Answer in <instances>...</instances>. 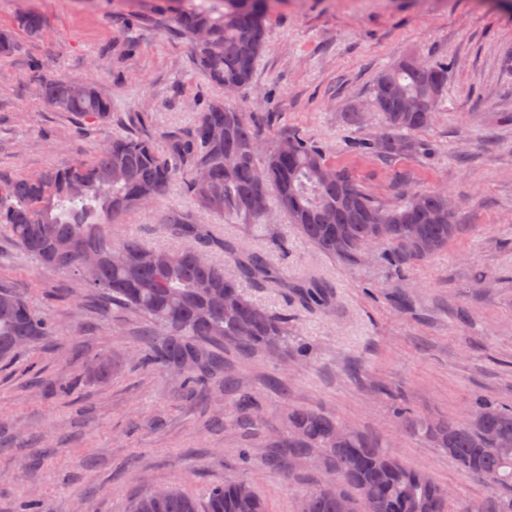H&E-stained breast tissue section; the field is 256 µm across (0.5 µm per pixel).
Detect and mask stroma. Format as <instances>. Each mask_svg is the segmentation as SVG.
<instances>
[{
	"label": "stroma",
	"instance_id": "stroma-1",
	"mask_svg": "<svg viewBox=\"0 0 512 512\" xmlns=\"http://www.w3.org/2000/svg\"><path fill=\"white\" fill-rule=\"evenodd\" d=\"M165 0H0V30L16 53L0 57V176L35 174L88 158L113 135L163 142L187 133L224 96L197 68ZM42 38L18 26L27 11ZM250 88L233 97L260 129L321 143L382 204L404 188L442 187L461 232L447 249L403 265L382 251L350 261L317 254L288 223L270 261L332 287L310 309L246 284L288 319L282 356L224 349V377L204 396L143 365L146 323L107 303L77 276L42 269L0 229V282L26 294L56 334L0 361V512L21 499L41 512H132L154 486L198 501L249 481L267 512H296L332 473L310 454L279 455L292 406L317 409L409 466L427 470L453 504L483 502L486 482L447 453L403 435L397 409L461 417L478 398L512 407V0H277ZM413 58L448 67V85L415 152L387 159L361 149L380 129L376 74ZM94 83L110 119L88 124L47 106L43 76ZM109 236L167 245L154 209L128 214ZM306 357H299V349ZM106 354L111 382L87 365ZM242 389L263 415L243 431L225 413Z\"/></svg>",
	"mask_w": 512,
	"mask_h": 512
}]
</instances>
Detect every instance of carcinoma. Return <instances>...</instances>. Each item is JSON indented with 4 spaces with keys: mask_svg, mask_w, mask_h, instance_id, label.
<instances>
[{
    "mask_svg": "<svg viewBox=\"0 0 512 512\" xmlns=\"http://www.w3.org/2000/svg\"><path fill=\"white\" fill-rule=\"evenodd\" d=\"M175 23L189 42L196 65L224 93L251 85L263 51L265 21L277 0H172ZM19 25L37 39L44 20L34 11ZM448 83V66L403 59L381 71L371 95L386 138L367 148L386 158L413 149L411 136L431 124ZM52 77L40 81L44 103L85 122L107 121L110 102L91 83L83 94ZM262 136L247 113L224 101L198 113L188 136L168 134L160 147L148 137L115 135L86 160L49 167L31 176L0 178V227L21 252L40 266L84 278L88 288L112 304L135 311L149 326L142 361L164 370L185 364L182 386L194 395L224 374V343L239 350L274 355L288 350V318L253 301L243 288L292 292L303 304H330L327 285L310 276L288 281L267 252L248 247L256 229L276 224L282 214L317 251L353 259L384 249L396 263L429 259L459 233L448 212V192L418 190L398 205L382 206L344 169L326 160L323 148L295 132ZM182 182L204 214L235 222L243 240L229 241L195 216L163 207L170 187ZM144 207L157 209L162 233L182 242L156 248L137 238L110 239L104 225ZM224 252V261L212 253ZM97 253L86 266L82 252ZM55 335L50 320L15 288L0 284V360ZM478 411L448 420H428L401 409L400 429L448 453L466 473L487 481L494 493L486 504L450 510L451 493L420 468L389 455L377 443L348 431L336 439V420L318 410L290 407L285 416L288 450L314 449L342 483L304 496L309 512H512V409L478 399ZM236 422L253 419L261 405L249 391L228 404ZM133 512H265L253 485L244 480L214 487L205 508L175 487L155 497L145 492Z\"/></svg>",
    "mask_w": 512,
    "mask_h": 512,
    "instance_id": "1",
    "label": "carcinoma"
}]
</instances>
